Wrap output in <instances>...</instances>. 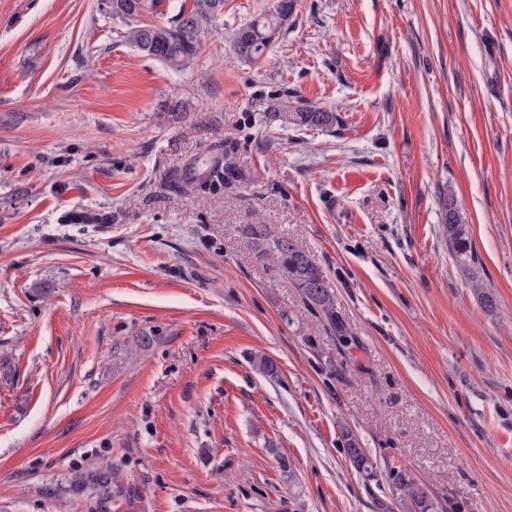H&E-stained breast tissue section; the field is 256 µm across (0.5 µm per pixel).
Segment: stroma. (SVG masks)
<instances>
[{"label":"stroma","mask_w":512,"mask_h":512,"mask_svg":"<svg viewBox=\"0 0 512 512\" xmlns=\"http://www.w3.org/2000/svg\"><path fill=\"white\" fill-rule=\"evenodd\" d=\"M100 3L0 0V512H91L69 477L106 465L111 512H382L394 468L512 512V0H301L256 62L275 0H224L180 71ZM287 94L338 126L268 125ZM219 147L220 189L171 188ZM247 224L323 269L347 353ZM273 11L264 12L239 27L234 35L233 52L241 60L254 62L268 52L275 34L296 13L299 0H278ZM442 226L448 237V247L452 253L464 261L475 260V251L467 224L449 200L448 195L441 197ZM346 454L351 467L359 474L368 478H374L371 462L364 448L360 446L358 439L349 431L344 434Z\"/></svg>","instance_id":"stroma-1"}]
</instances>
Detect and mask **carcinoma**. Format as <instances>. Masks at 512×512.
Wrapping results in <instances>:
<instances>
[{
	"mask_svg": "<svg viewBox=\"0 0 512 512\" xmlns=\"http://www.w3.org/2000/svg\"><path fill=\"white\" fill-rule=\"evenodd\" d=\"M145 0H104L103 7L113 17H136ZM299 6V0H277L274 10L264 12L239 27L234 35L233 52L244 61L262 59L268 52L275 34ZM224 17V0H197L188 11L179 6L177 13L165 24H140L132 26L125 35L126 41L148 57L154 58L175 69L189 64L197 55L203 39L221 30L220 19ZM266 121L270 124L294 127L330 129L339 123V114L315 106L294 107L283 101L267 109ZM231 164L219 160L204 162L194 168L176 170L169 175L172 187L181 190L206 189L224 182ZM442 226L448 237L452 253L464 261H474L475 251L467 224L453 206L448 196L441 197ZM244 233L251 249L259 257L276 254L279 272L297 290L303 303L315 314L323 329L342 348L353 343L349 327L336 310V298L325 272L300 244L274 234L268 224H247ZM346 454L351 467L358 473L373 478L371 462L358 439L350 432L344 434ZM392 486L396 490V502L400 508L408 503L417 505L419 512H428L426 493L397 470L390 473ZM70 488L76 493L91 492L95 496V512H110L112 498L117 495L132 497L135 488L124 484L120 473L110 466L93 470H76L69 478Z\"/></svg>",
	"mask_w": 512,
	"mask_h": 512,
	"instance_id": "1",
	"label": "carcinoma"
}]
</instances>
